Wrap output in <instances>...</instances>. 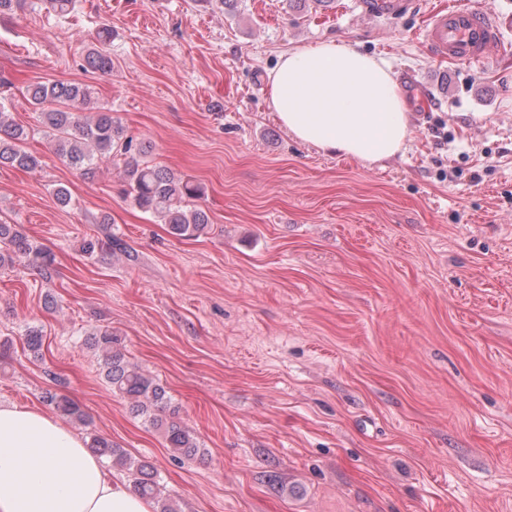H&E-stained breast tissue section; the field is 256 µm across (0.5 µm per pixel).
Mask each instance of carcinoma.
<instances>
[{
    "label": "carcinoma",
    "mask_w": 512,
    "mask_h": 512,
    "mask_svg": "<svg viewBox=\"0 0 512 512\" xmlns=\"http://www.w3.org/2000/svg\"><path fill=\"white\" fill-rule=\"evenodd\" d=\"M39 2L58 17L69 14L74 8V0ZM111 38L109 29L99 30L97 44L85 54L88 68L103 73L112 71V56L107 50ZM26 94L35 109L38 124L45 129L54 153L64 164L91 178L101 163L121 150L126 155L125 192L134 206L155 215L174 236L191 238L204 231L209 217L195 204L203 196V188L166 167L151 163L146 159V147L131 153V141L123 139V128L112 116L111 109L101 107L86 113L91 100L89 88L75 83H35L27 86ZM28 136L29 131L17 124L12 113L0 104V166L28 171L41 165L40 156L23 147ZM50 262V253L29 239L19 225L0 222V267L21 265L44 271ZM91 346L101 358L102 373L112 392L127 399L132 413L144 424L161 431L173 456H196L200 446L195 433L187 426L161 416L170 402L165 387L127 360L120 348V340L112 330L95 329ZM44 399L60 414L74 421H85L84 412L74 400L56 393H49ZM88 448L111 457L112 463L125 468L133 490L154 502L157 512H176L173 501L160 496L157 482L145 464L132 460L122 448L96 435L90 438Z\"/></svg>",
    "instance_id": "carcinoma-1"
}]
</instances>
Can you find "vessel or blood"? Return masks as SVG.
<instances>
[{
	"label": "vessel or blood",
	"instance_id": "1",
	"mask_svg": "<svg viewBox=\"0 0 512 512\" xmlns=\"http://www.w3.org/2000/svg\"><path fill=\"white\" fill-rule=\"evenodd\" d=\"M424 41L434 59L481 64L501 43L500 21L491 8L456 0L431 13Z\"/></svg>",
	"mask_w": 512,
	"mask_h": 512
}]
</instances>
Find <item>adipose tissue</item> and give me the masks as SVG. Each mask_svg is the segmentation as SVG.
Here are the masks:
<instances>
[{"mask_svg":"<svg viewBox=\"0 0 512 512\" xmlns=\"http://www.w3.org/2000/svg\"><path fill=\"white\" fill-rule=\"evenodd\" d=\"M269 107L298 141L367 163L398 154L408 115L386 61L333 40L282 54ZM0 512H153L56 418L0 404Z\"/></svg>","mask_w":512,"mask_h":512,"instance_id":"ef3b65f1","label":"adipose tissue"}]
</instances>
